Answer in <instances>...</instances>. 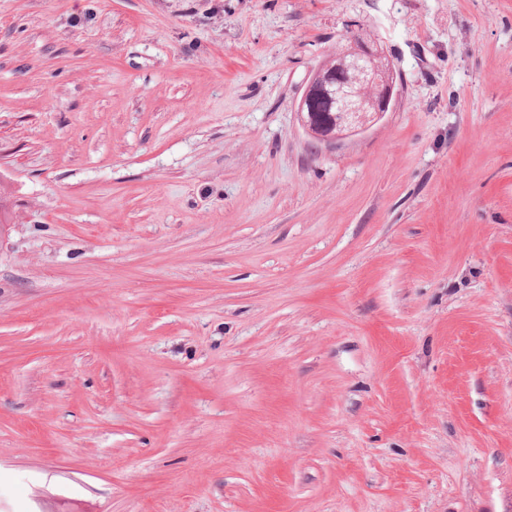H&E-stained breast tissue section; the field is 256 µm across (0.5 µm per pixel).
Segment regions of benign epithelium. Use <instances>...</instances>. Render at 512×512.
Returning a JSON list of instances; mask_svg holds the SVG:
<instances>
[{
	"instance_id": "7a95c632",
	"label": "benign epithelium",
	"mask_w": 512,
	"mask_h": 512,
	"mask_svg": "<svg viewBox=\"0 0 512 512\" xmlns=\"http://www.w3.org/2000/svg\"><path fill=\"white\" fill-rule=\"evenodd\" d=\"M395 82L392 62L377 40L336 51L313 70L298 102L306 133L317 143L330 145L369 127L389 111ZM316 97L339 113L336 124L322 127L316 122L310 110Z\"/></svg>"
}]
</instances>
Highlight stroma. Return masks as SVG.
<instances>
[{"mask_svg":"<svg viewBox=\"0 0 512 512\" xmlns=\"http://www.w3.org/2000/svg\"><path fill=\"white\" fill-rule=\"evenodd\" d=\"M0 185V512H512V0H0ZM367 37L369 34L363 28L349 31L346 41L348 46L353 43L351 47L342 52L336 50V54L313 70L298 102L297 112L302 125L319 144L330 145L366 129L390 109L396 82L393 65L375 38L354 44ZM357 84L362 86L360 94L365 93L375 103V110L370 115L363 107L364 98L356 99L351 91ZM316 97L324 99L339 112L341 119L336 120V126L322 127L316 122L310 110V103ZM314 110L323 120L335 113L323 101H317Z\"/></svg>","mask_w":512,"mask_h":512,"instance_id":"stroma-1","label":"stroma"}]
</instances>
